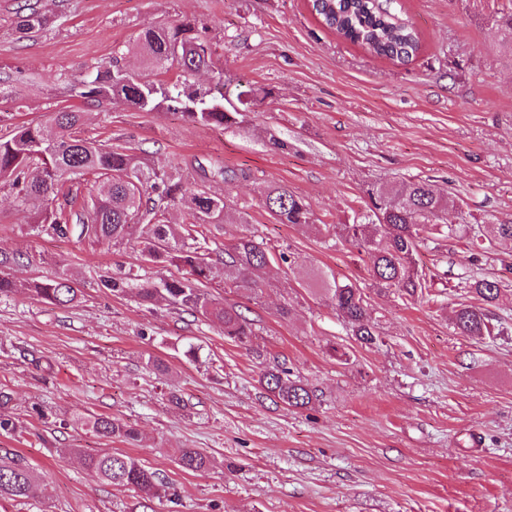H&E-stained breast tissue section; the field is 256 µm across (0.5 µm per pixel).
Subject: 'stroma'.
I'll return each mask as SVG.
<instances>
[{"label":"stroma","instance_id":"35a3bbf8","mask_svg":"<svg viewBox=\"0 0 512 512\" xmlns=\"http://www.w3.org/2000/svg\"><path fill=\"white\" fill-rule=\"evenodd\" d=\"M422 40L401 64L368 54L325 28L310 0H0V136L17 125L76 109L80 135L127 150L182 181L236 200L221 226L200 229L213 259L243 235L270 263L255 288L206 287L236 307L254 334L225 336L201 314L101 277L175 267L149 264L125 244L34 231L38 210L0 180V272L16 282L68 275L80 299L58 307L18 290L0 299V458L29 466V498H0V512H512V242L479 248L444 235L414 256L432 276L421 301L369 292L380 339L365 345L305 282L320 269L356 285L371 260L333 231L367 213L368 189L423 180L453 193L468 221H512V49L503 18L512 0H398ZM47 24L20 34L23 6ZM206 23L211 69L196 87L224 80L259 88L228 129L179 111L143 112L123 100L107 109L72 96L71 85L121 56L148 77L133 52L147 26L184 18ZM288 143L270 150V137ZM234 171L231 185L214 179ZM288 187L307 201L313 225L278 223L262 193ZM497 280L492 307L505 331L476 339L454 329L468 283ZM289 317H281V307ZM346 359H339L337 351ZM164 360L160 373L151 361ZM288 367L313 394L291 408L263 389L266 369ZM109 416L140 433L130 445L83 423ZM123 453L160 472L166 497L142 503L69 456ZM210 460L181 467V449Z\"/></svg>","mask_w":512,"mask_h":512}]
</instances>
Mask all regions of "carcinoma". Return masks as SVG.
<instances>
[{
	"mask_svg": "<svg viewBox=\"0 0 512 512\" xmlns=\"http://www.w3.org/2000/svg\"><path fill=\"white\" fill-rule=\"evenodd\" d=\"M312 10L321 23L340 37L357 44L370 55L399 63L409 61L420 50V34L413 23L394 7V0H311ZM45 26L43 16L32 9L21 16L18 32L28 35ZM136 47L151 70H179L173 82L136 78L124 73L118 58L112 65L73 87L75 96L103 109L114 97L144 111L160 107L182 112L191 122L229 127L238 123L242 112L257 94L251 86L237 89L238 105L226 107L223 75L215 86L200 90L187 83V76L212 64V48L207 27L197 21L150 25L136 38ZM82 113L77 110L56 112L45 122H27L12 134L0 138V179L14 178L22 184L19 202L39 203L44 213L37 226L40 232L98 243H121L139 248L147 260L168 263L188 270L189 276L165 278L139 285L140 299L150 304L159 297L209 317L224 327V335L244 341L252 335L249 323L235 307L212 300L204 291L213 275L210 253L196 243L197 228L204 224L224 223V213L233 200L216 196L202 187H188L173 174L160 172L133 155L76 135ZM93 174L106 189L91 200L87 214L76 216V223L55 208L61 182ZM369 214L363 224H342L340 231L371 258L369 288L387 291L412 300L425 293L427 279L418 273L413 255L435 235L450 236L462 230L465 218L451 195L434 193L423 181L402 185H379L370 189ZM263 202L271 216L281 224H310L312 213L306 201L285 186L271 187ZM183 207L191 216L187 224H169L166 213ZM472 237L493 241H512L511 224H470ZM267 251L255 236L245 235L224 248V269H234L240 280L237 288L256 286V277L269 264ZM312 285L328 297L356 339L374 344L380 336L378 323L370 313L363 289L322 272L312 275ZM37 298L54 305L67 306L78 300L79 289L63 276L46 282L24 285ZM470 289L483 305L461 303L454 311V325L460 333L481 339L494 334L500 324L486 306L500 293L499 283L475 279ZM262 387L282 403L304 408L313 394L290 371L275 367L260 378ZM87 425L98 435L126 443L138 440L136 429L117 419L91 416ZM84 467L98 473L107 483L131 488L145 500L166 492L156 472L124 454L104 453L80 457ZM180 465L202 472L208 459L193 448L180 450ZM34 482L32 471L16 460L0 461V497L14 500L29 496Z\"/></svg>",
	"mask_w": 512,
	"mask_h": 512,
	"instance_id": "1",
	"label": "carcinoma"
}]
</instances>
